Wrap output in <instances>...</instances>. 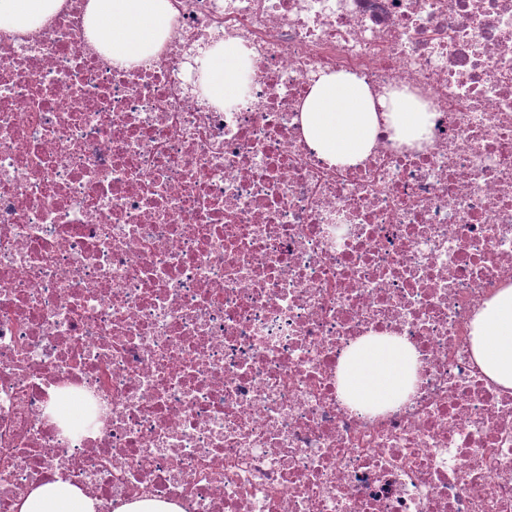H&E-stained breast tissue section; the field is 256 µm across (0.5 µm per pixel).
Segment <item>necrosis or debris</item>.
Returning a JSON list of instances; mask_svg holds the SVG:
<instances>
[{
  "instance_id": "4bbe7bcc",
  "label": "necrosis or debris",
  "mask_w": 512,
  "mask_h": 512,
  "mask_svg": "<svg viewBox=\"0 0 512 512\" xmlns=\"http://www.w3.org/2000/svg\"><path fill=\"white\" fill-rule=\"evenodd\" d=\"M87 2L0 33V512L56 479L103 512H512V389L471 351L512 284V0H167L130 67ZM229 39L218 107L193 63ZM339 72L427 139L319 157L301 108ZM373 335L420 364L382 410L337 381ZM249 50L238 41L217 44L207 51L203 64V91L217 106L237 99L242 91ZM382 115L394 127L398 137L407 144L421 141L431 124V115L425 107L410 97L394 94L388 99L381 97Z\"/></svg>"
}]
</instances>
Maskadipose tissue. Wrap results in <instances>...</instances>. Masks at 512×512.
<instances>
[{
    "instance_id": "ef3b65f1",
    "label": "adipose tissue",
    "mask_w": 512,
    "mask_h": 512,
    "mask_svg": "<svg viewBox=\"0 0 512 512\" xmlns=\"http://www.w3.org/2000/svg\"><path fill=\"white\" fill-rule=\"evenodd\" d=\"M62 0H0V31L35 30L53 16ZM171 25L166 0H88L85 26L90 43L121 66L144 63L162 45ZM247 49L238 41L217 44L203 64V91L217 106L242 91ZM386 118L405 143L421 141L431 116L410 97L373 100L365 83L349 74L322 76L301 112L304 136L319 156L336 165L355 164L369 153L379 118ZM472 354L498 385L512 389V285L487 301L474 320ZM417 355L404 339L369 336L344 353L338 380L348 404L392 405L411 393ZM102 504L61 480L43 483L22 499L18 512H101Z\"/></svg>"
}]
</instances>
